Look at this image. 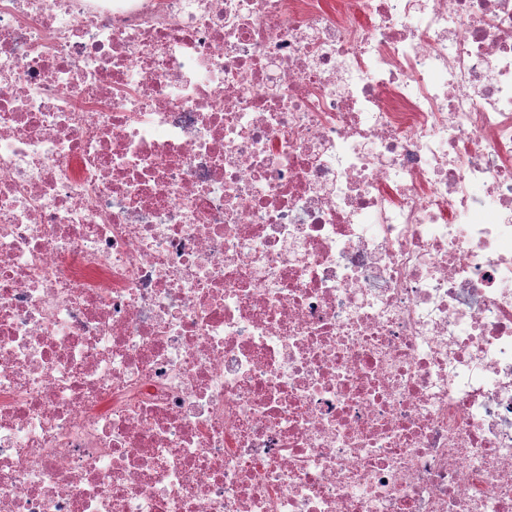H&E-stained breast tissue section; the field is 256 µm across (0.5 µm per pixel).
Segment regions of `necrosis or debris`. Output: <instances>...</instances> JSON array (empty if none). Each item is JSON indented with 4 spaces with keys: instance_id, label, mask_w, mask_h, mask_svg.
Listing matches in <instances>:
<instances>
[{
    "instance_id": "1",
    "label": "necrosis or debris",
    "mask_w": 512,
    "mask_h": 512,
    "mask_svg": "<svg viewBox=\"0 0 512 512\" xmlns=\"http://www.w3.org/2000/svg\"><path fill=\"white\" fill-rule=\"evenodd\" d=\"M0 512H512V0H0Z\"/></svg>"
}]
</instances>
